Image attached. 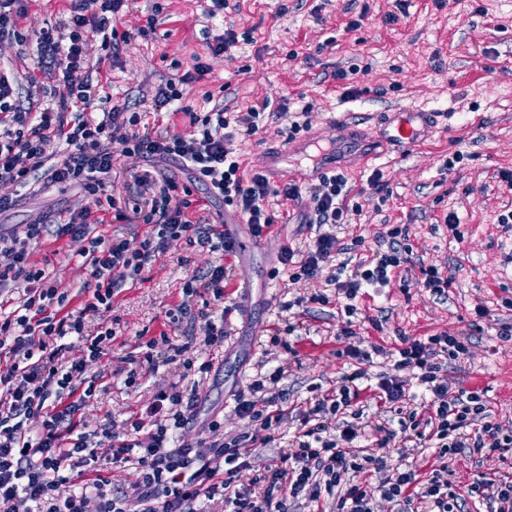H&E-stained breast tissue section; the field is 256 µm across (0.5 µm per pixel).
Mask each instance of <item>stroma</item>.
I'll return each mask as SVG.
<instances>
[{
  "label": "stroma",
  "mask_w": 512,
  "mask_h": 512,
  "mask_svg": "<svg viewBox=\"0 0 512 512\" xmlns=\"http://www.w3.org/2000/svg\"><path fill=\"white\" fill-rule=\"evenodd\" d=\"M162 11H155V4ZM407 15L395 23L384 17L394 11L393 0H230L228 9L208 17L209 0H133L117 22L128 32L129 42L114 62L99 63V42L86 43L87 69L97 71L102 84L101 103L95 111L115 105L140 112L153 134L189 135L187 118L178 105L211 110L224 105L230 112L268 103L273 116L265 131L240 144L246 169L259 168L262 153L281 140L285 120L274 113L285 107L300 111L310 105V128L326 127L333 112H349L363 132H373L381 113L407 106L438 109L448 114V124L418 150L388 153L376 160L381 170L383 193L367 184L368 169L346 159L340 164L348 185L359 193L363 206L349 223L333 226L338 239L350 249L339 254L348 269L377 248L378 238L389 225L409 229L413 258L382 289H367L359 300V312L347 318L336 299L330 279L334 264L325 265L314 283L290 281L274 274L284 245L305 247L319 228L303 223L307 207L281 196L269 199L281 221L250 254L200 251L182 239L169 244L141 279L127 282L116 295L112 310L89 316V329L115 324L117 338L109 356L89 363L88 375H101L102 391L85 418L95 423L111 416L115 431L125 420L147 406L171 385L189 389L190 380L179 377L163 355L144 365L141 385L123 384L128 359L138 352L139 336L167 333L176 343H191L199 360H212L213 369L199 389L197 421L185 428L178 442L193 445L202 432V420L213 414L224 417V433L249 432L248 420L234 411L235 398L247 392L253 377L284 367L286 374L276 388V401L288 408L280 428L282 440L293 438L299 425L295 409L304 406L311 387L335 391L340 377L353 362L342 349L370 351V374L393 373L415 388L412 371L395 370L392 355L403 337H422L440 332L467 338L469 353L448 372L453 383L466 389L486 390L492 414L503 430L512 429V338L498 334L502 322L512 324V310L502 308V298H512V273L503 271L502 260L512 247V229L498 222L512 211V190L500 178L512 170V0H407ZM155 16L152 31H145L148 16ZM69 0H30L21 20L31 39L17 46L0 44V66L24 77L23 95L39 106L54 103L63 85L45 79V62L36 38L41 29L65 23ZM250 31L252 43L237 44L220 56L211 55L208 44L225 30ZM201 57L210 72L205 80L187 85L181 104L157 100L160 86L180 76ZM363 70L349 81L336 73L352 65ZM360 89L357 98H344L345 85ZM463 151L465 160L455 170L441 168L445 156ZM93 199L76 187L32 188L23 192L18 206L0 215V226L11 228L36 223L48 214L96 211ZM457 214L464 241H456L443 223L448 213ZM362 239L352 247V239ZM87 240L44 242L36 248V260L45 261L59 288L74 303L87 297L89 270L81 257ZM222 264L233 278L225 288L234 309L227 317L228 334L220 348L204 344L206 318L198 315L202 300H188L192 311L176 326L165 312L179 304L181 287L193 274ZM436 265L448 277L445 299L433 298L420 288V265ZM320 289L324 304H299L309 288ZM490 310L477 319L476 306ZM296 327L289 340L292 351L271 341L270 327L279 320ZM481 331H472L473 321ZM352 335H343L345 325Z\"/></svg>",
  "instance_id": "obj_1"
}]
</instances>
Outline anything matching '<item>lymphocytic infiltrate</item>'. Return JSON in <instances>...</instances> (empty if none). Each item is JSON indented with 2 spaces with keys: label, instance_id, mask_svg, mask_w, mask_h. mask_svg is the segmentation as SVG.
<instances>
[{
  "label": "lymphocytic infiltrate",
  "instance_id": "obj_1",
  "mask_svg": "<svg viewBox=\"0 0 512 512\" xmlns=\"http://www.w3.org/2000/svg\"><path fill=\"white\" fill-rule=\"evenodd\" d=\"M129 6L130 0H71L66 32L53 27L40 32L41 53L66 78L57 107H25L19 75L0 69V184L24 189L42 179L74 186L106 202L116 221L150 227L136 249L119 234L89 237L87 212L0 231V253L9 258L0 264V294L22 292L13 309L0 315V355L10 361L7 373L0 374V512H126L132 498L140 512H205V503L214 500L223 503L224 512H282L284 499L317 503L325 496L335 499L336 512H377L381 500L394 503L395 512H479L483 507L512 512V480L482 471L463 490L451 480L450 465L459 454L480 461L512 459V434L492 420L484 391L454 387L444 375L445 366L468 353L463 338L445 332L405 337L394 361L423 386L424 411L411 409L412 397L397 378L385 375L378 383L380 399L399 416L398 429L386 431L381 446H389L399 432H411L416 443L433 450L428 472L418 471L403 453L390 465L383 456L355 451L367 431L352 405L372 360L369 352L356 348L344 352L355 369L342 376L334 394L319 395L300 411L292 447L280 449L274 462L258 463L256 451L278 439L284 412L273 408L266 393L282 379L281 367L257 374L248 395L236 400V413L254 424L251 433L225 436L223 422L213 419L197 446L175 447L198 393L174 385L130 416L123 432L112 435L108 459L97 455L94 440L109 426L93 429L84 419L99 388L86 363L109 354L116 330L102 326L88 333L87 314L111 309L118 290L141 276L171 241L185 238L209 252L226 250L223 233L189 214L195 187H203L210 202L242 215L256 238L277 222L269 196L277 192L295 200L301 193L293 183L273 189L265 174L242 167L236 142L265 129L264 106L236 114L220 106L206 112L183 108L194 129L187 138L153 135L142 128L141 113L117 105L90 115L98 98L95 86L70 76L85 66L87 35L99 37L106 59L119 57L129 35L117 29L116 20ZM58 141L64 142L65 152L55 158L51 150ZM116 142L132 166L146 168L140 184L157 186L150 200L129 214L112 198L111 146ZM347 183L344 174L332 173L310 188L314 223L345 224L351 214L360 213L362 206L350 199ZM83 237L90 240L83 256L93 286L91 295L74 306L40 267L34 251L48 239ZM387 238L386 250H374L356 269L337 266L333 282L346 316L356 315L362 289L386 286L394 269L410 262L407 229L394 226ZM342 250L335 235L321 233L305 248L284 246L279 262L291 280L310 282ZM69 338L83 342L86 360H63L62 343ZM158 349L168 361L180 363L185 374L206 376L213 368L211 361L191 357L190 343L173 342L164 333L143 342V363L152 362ZM327 410L338 416L332 437L318 421ZM126 464L133 465L136 479L121 485L112 471ZM375 470L384 473L376 484L368 479Z\"/></svg>",
  "mask_w": 512,
  "mask_h": 512
}]
</instances>
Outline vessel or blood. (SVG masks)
<instances>
[{"label": "vessel or blood", "instance_id": "obj_1", "mask_svg": "<svg viewBox=\"0 0 512 512\" xmlns=\"http://www.w3.org/2000/svg\"><path fill=\"white\" fill-rule=\"evenodd\" d=\"M330 123L340 132L337 140L309 133L282 141L265 152L264 167L274 181H302L307 174L320 175L336 167L337 156H359L361 163L376 160L366 138L355 133L345 115L332 116ZM438 130L437 112L411 107L386 113L379 130L381 140L397 152L406 153L422 146Z\"/></svg>", "mask_w": 512, "mask_h": 512}]
</instances>
